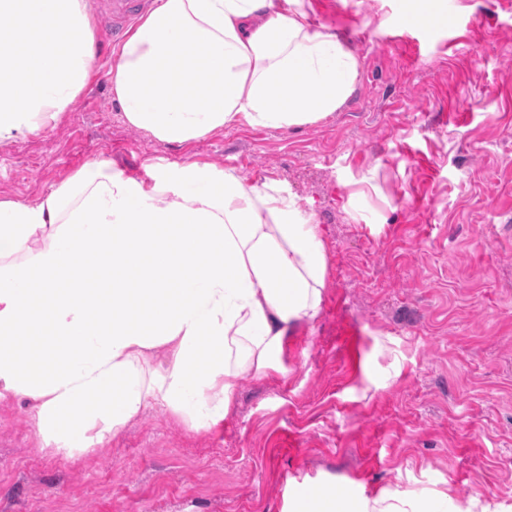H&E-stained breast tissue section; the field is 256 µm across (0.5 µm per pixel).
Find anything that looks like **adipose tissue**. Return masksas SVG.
Listing matches in <instances>:
<instances>
[{
	"instance_id": "1",
	"label": "adipose tissue",
	"mask_w": 512,
	"mask_h": 512,
	"mask_svg": "<svg viewBox=\"0 0 512 512\" xmlns=\"http://www.w3.org/2000/svg\"><path fill=\"white\" fill-rule=\"evenodd\" d=\"M97 52L89 0H0V146L55 125ZM357 75L303 0H158L107 73L125 121L167 144L315 123ZM327 270L314 212L280 182L89 162L35 203L0 200V400L26 401L67 458L154 406L211 430L319 316ZM359 512H448V496L383 489Z\"/></svg>"
}]
</instances>
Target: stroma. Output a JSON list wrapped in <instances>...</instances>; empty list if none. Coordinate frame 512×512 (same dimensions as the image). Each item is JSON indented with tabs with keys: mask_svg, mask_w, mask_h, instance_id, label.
<instances>
[{
	"mask_svg": "<svg viewBox=\"0 0 512 512\" xmlns=\"http://www.w3.org/2000/svg\"><path fill=\"white\" fill-rule=\"evenodd\" d=\"M360 61L328 117L239 123L183 145L129 126L100 63L52 128L0 148V199L34 202L95 158L132 173L207 163L313 205L328 251L322 311L279 369L241 379L224 422L148 410L105 447H41L0 401V512H284L293 484L344 501L380 489L512 512V0H309Z\"/></svg>",
	"mask_w": 512,
	"mask_h": 512,
	"instance_id": "1",
	"label": "stroma"
}]
</instances>
